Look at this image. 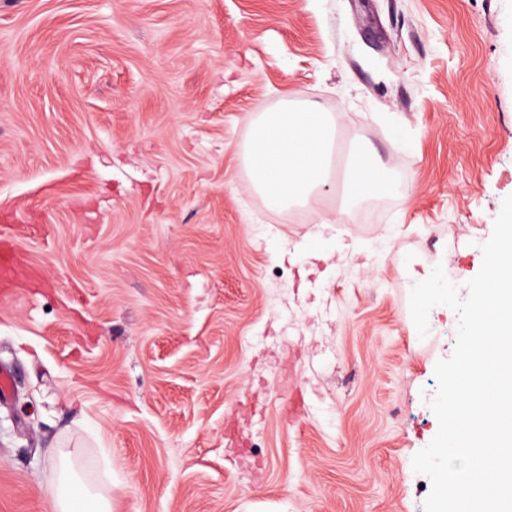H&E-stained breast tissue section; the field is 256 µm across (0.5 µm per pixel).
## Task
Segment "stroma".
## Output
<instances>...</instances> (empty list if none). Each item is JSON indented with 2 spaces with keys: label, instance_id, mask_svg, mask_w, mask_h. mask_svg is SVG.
<instances>
[{
  "label": "stroma",
  "instance_id": "stroma-1",
  "mask_svg": "<svg viewBox=\"0 0 512 512\" xmlns=\"http://www.w3.org/2000/svg\"><path fill=\"white\" fill-rule=\"evenodd\" d=\"M311 104L391 206L268 208L251 116ZM512 195V0H0V512L74 452L112 512H424L414 283L482 265ZM317 246L314 264L289 253Z\"/></svg>",
  "mask_w": 512,
  "mask_h": 512
}]
</instances>
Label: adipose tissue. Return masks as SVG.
<instances>
[{"label":"adipose tissue","instance_id":"ef3b65f1","mask_svg":"<svg viewBox=\"0 0 512 512\" xmlns=\"http://www.w3.org/2000/svg\"><path fill=\"white\" fill-rule=\"evenodd\" d=\"M335 144V117L312 106L289 103L251 118L244 158L252 190L275 209L301 203L312 190L329 184ZM387 180L367 149L349 151L342 182L345 201L387 188ZM46 492L53 512H112L110 496L90 488L66 459Z\"/></svg>","mask_w":512,"mask_h":512}]
</instances>
